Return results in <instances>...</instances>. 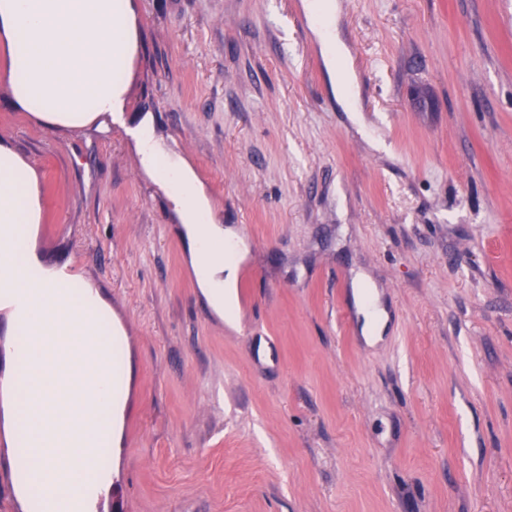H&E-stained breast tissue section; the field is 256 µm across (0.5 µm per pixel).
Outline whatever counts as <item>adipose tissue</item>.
<instances>
[{
	"mask_svg": "<svg viewBox=\"0 0 512 512\" xmlns=\"http://www.w3.org/2000/svg\"><path fill=\"white\" fill-rule=\"evenodd\" d=\"M0 40L8 47L13 101L50 126L80 127L99 118L121 121L136 51L132 0H0ZM147 173L169 190L186 231L188 251L201 292L226 324L239 318L238 280L247 250L229 228L214 224L205 190L192 168L170 156L154 139L148 124L135 130ZM36 179L24 161L0 145V254L9 252L48 289L46 303L31 304L28 289L17 280L0 277V310L6 315V333L21 330L20 316L30 320L36 338L35 364L29 398L32 423L38 428L30 452L31 477L17 482L15 495L23 512H38L41 495L57 496L71 480L68 460L82 456L83 431L58 432L55 445L43 435L46 414L55 411L82 419L100 402L109 405V433L117 435L126 407V395L106 396L75 382L59 391L53 355L62 338L85 346L86 329L74 311L82 301L101 322L111 323L112 308L98 288L65 268H46L35 244L40 220ZM237 243L235 261L203 255L206 241ZM351 297L364 320L362 334L369 345L381 341L387 313L375 287L364 275H355Z\"/></svg>",
	"mask_w": 512,
	"mask_h": 512,
	"instance_id": "obj_1",
	"label": "adipose tissue"
}]
</instances>
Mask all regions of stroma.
<instances>
[{"label":"stroma","mask_w":512,"mask_h":512,"mask_svg":"<svg viewBox=\"0 0 512 512\" xmlns=\"http://www.w3.org/2000/svg\"><path fill=\"white\" fill-rule=\"evenodd\" d=\"M135 0L124 123L50 128L12 102L37 248L99 288L132 380L122 512H512V0ZM188 161L248 248L237 329L201 295L130 133ZM365 274L389 318L367 347ZM327 18L328 20H326L325 25H320L317 32L321 43L327 49L325 63L332 80L333 88L336 89V95H341V97L348 102V91L350 89L354 90L355 88L353 82V68L349 62L348 55L344 51V46L340 41L336 19L332 11L329 12ZM341 62L344 64L348 77L345 89L344 83L340 79Z\"/></svg>","instance_id":"stroma-1"}]
</instances>
